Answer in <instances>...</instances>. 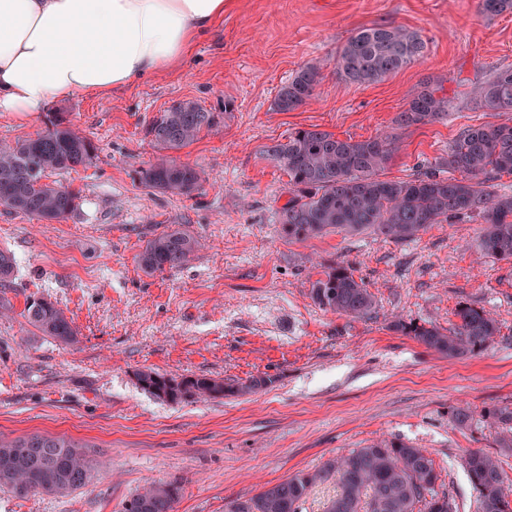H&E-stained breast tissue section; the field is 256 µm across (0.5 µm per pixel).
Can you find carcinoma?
<instances>
[{"label": "carcinoma", "instance_id": "cac0c4a2", "mask_svg": "<svg viewBox=\"0 0 512 512\" xmlns=\"http://www.w3.org/2000/svg\"><path fill=\"white\" fill-rule=\"evenodd\" d=\"M486 15L512 12V0H479ZM426 42L401 27L372 25L357 29L336 51L339 76L365 84L380 81L422 58ZM321 67H302L278 91L275 106L294 111L315 98ZM439 89L418 93L397 116L400 126L432 124L448 117L451 100ZM475 100L496 111H512V69L502 70L475 90ZM218 125V114L193 101H178L160 113L148 130L164 154L141 171V182L163 193L190 196L199 190L203 173L179 163L169 152L198 139ZM396 151L395 138L341 140L319 129H302L285 143L267 145L263 154L288 176L287 202L277 210L276 223L290 239L306 241L332 228L347 233L371 229L394 242L408 241L431 224L464 215L482 219L480 249L496 259H512V194L489 190L497 176L512 174V125H483L464 130L436 168L408 180H382L378 173ZM97 147L56 115L34 138H19L0 149V206L51 223L74 213L80 192L42 182L49 170L87 166ZM447 172L442 176L437 169ZM199 241L169 229L150 239L139 255L147 273L163 272L190 261ZM310 298L318 308L351 318H365L376 309L364 281L340 263L325 267L311 283ZM24 316L46 336L63 343L76 340L72 322L53 302L27 300ZM459 323L450 329L397 320L391 327L448 358L486 350L500 333L496 319L481 308L463 306ZM136 377L144 390L172 403L199 398L244 395L269 388L270 375L239 382L206 376L170 377L152 369ZM501 425L499 447L512 448V407L488 411ZM476 495L477 512H512V479L480 449L463 460ZM96 461L88 446L65 436L32 433L0 439V489L18 497L31 492L58 495L87 484ZM336 480L338 491L324 512H454L451 499L435 491L439 479L429 454L402 440H384L345 455L329 458L314 472L298 471L259 493L231 502L228 512H302L310 489ZM178 480L151 484L122 504V512H174Z\"/></svg>", "mask_w": 512, "mask_h": 512}]
</instances>
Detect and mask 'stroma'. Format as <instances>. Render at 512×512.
<instances>
[{
  "label": "stroma",
  "instance_id": "obj_1",
  "mask_svg": "<svg viewBox=\"0 0 512 512\" xmlns=\"http://www.w3.org/2000/svg\"><path fill=\"white\" fill-rule=\"evenodd\" d=\"M419 33L423 58L383 80L354 84L334 65L362 26ZM322 80L310 104L279 112L275 97L302 67ZM512 69V12L487 17L478 0H229L214 33L180 68L102 96L76 95L41 112H0V142L33 137L60 112L98 148L92 164L47 180L79 190L80 208L46 224L0 207V249L16 260L0 285V437L30 433L88 443L101 465L71 493L18 498L0 490V512H120L145 483L178 480L175 512H227L289 475L380 439L425 449L438 492L475 512L466 450L493 456L512 477L488 409L512 405V259L484 256L480 218L433 224L393 242L332 230L307 241L276 222L288 177L262 150L299 129L341 139L396 136L381 171L407 180L446 154L461 129L512 124V112L478 107L472 91ZM440 86L446 120L398 127L411 99ZM223 113L217 127L176 151L202 169L192 195L146 188L139 173L159 150L148 129L174 102ZM200 239L183 268L149 274L147 241L168 228ZM349 265L377 300L370 317L320 310L309 292L323 267ZM63 309L77 333L64 344L23 315L30 297ZM490 312L501 332L476 355L449 359L390 329L394 318L452 328L460 306ZM247 380L262 391L170 403L136 373ZM469 408L480 425L452 426Z\"/></svg>",
  "mask_w": 512,
  "mask_h": 512
}]
</instances>
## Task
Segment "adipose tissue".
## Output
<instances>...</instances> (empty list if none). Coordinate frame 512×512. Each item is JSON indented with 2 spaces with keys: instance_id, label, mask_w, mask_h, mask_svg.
Masks as SVG:
<instances>
[{
  "instance_id": "adipose-tissue-1",
  "label": "adipose tissue",
  "mask_w": 512,
  "mask_h": 512,
  "mask_svg": "<svg viewBox=\"0 0 512 512\" xmlns=\"http://www.w3.org/2000/svg\"><path fill=\"white\" fill-rule=\"evenodd\" d=\"M225 2L0 0V112H39L171 71Z\"/></svg>"
}]
</instances>
